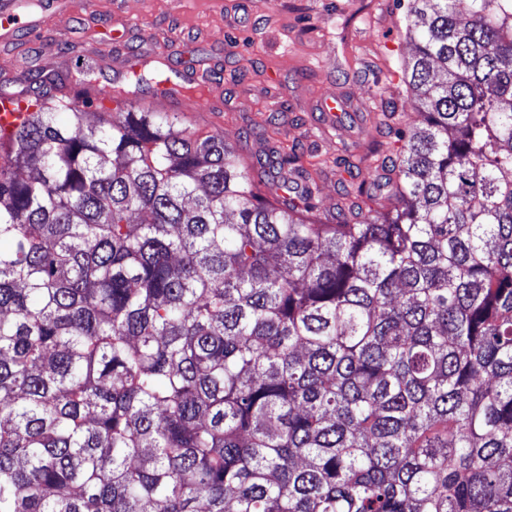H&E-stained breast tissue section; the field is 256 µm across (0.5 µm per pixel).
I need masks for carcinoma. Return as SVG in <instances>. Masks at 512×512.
<instances>
[{
    "label": "carcinoma",
    "instance_id": "1",
    "mask_svg": "<svg viewBox=\"0 0 512 512\" xmlns=\"http://www.w3.org/2000/svg\"><path fill=\"white\" fill-rule=\"evenodd\" d=\"M457 2L407 0L425 123L354 224L278 194L295 155L256 182L41 78L0 131V512H512V0Z\"/></svg>",
    "mask_w": 512,
    "mask_h": 512
}]
</instances>
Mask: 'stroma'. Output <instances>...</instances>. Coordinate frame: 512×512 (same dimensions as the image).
Segmentation results:
<instances>
[{
	"mask_svg": "<svg viewBox=\"0 0 512 512\" xmlns=\"http://www.w3.org/2000/svg\"><path fill=\"white\" fill-rule=\"evenodd\" d=\"M12 2L31 27L0 40V86L29 95L38 72L67 80L81 64L119 86L131 54L163 61L168 94L145 90L135 107L167 116L177 132L223 136L249 166L297 154L331 222L347 203L345 175L372 182V151L394 150L380 113H396L403 128L423 120L401 81L412 46L395 0ZM329 98L342 105L334 121L321 111Z\"/></svg>",
	"mask_w": 512,
	"mask_h": 512,
	"instance_id": "1",
	"label": "stroma"
}]
</instances>
